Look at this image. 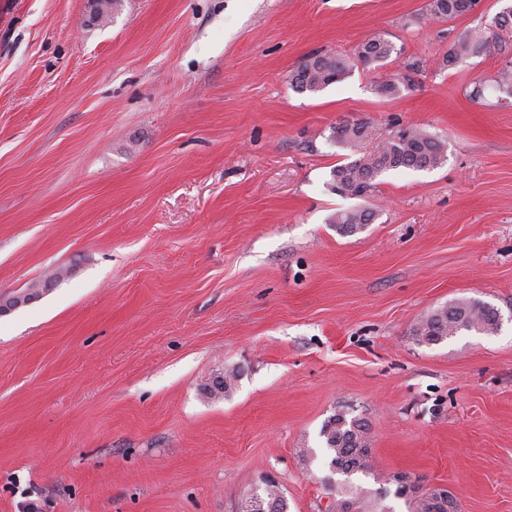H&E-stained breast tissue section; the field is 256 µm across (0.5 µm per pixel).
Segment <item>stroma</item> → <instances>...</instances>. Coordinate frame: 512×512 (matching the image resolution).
<instances>
[{
    "label": "stroma",
    "instance_id": "stroma-1",
    "mask_svg": "<svg viewBox=\"0 0 512 512\" xmlns=\"http://www.w3.org/2000/svg\"><path fill=\"white\" fill-rule=\"evenodd\" d=\"M0 0V512H241L273 476L324 512L320 429L362 418L379 472L512 512V45L445 68L512 0ZM397 52L316 93L288 75L372 33ZM420 60L392 98L377 78ZM441 139L367 199L327 188L333 126ZM370 207L350 236L328 217ZM500 331L417 344L458 298ZM236 371L226 395L212 377ZM479 0H430V16L441 20H450L475 10ZM53 287V283L43 284L44 291L25 293H0V314H6L21 306L28 305L38 300L47 290Z\"/></svg>",
    "mask_w": 512,
    "mask_h": 512
}]
</instances>
